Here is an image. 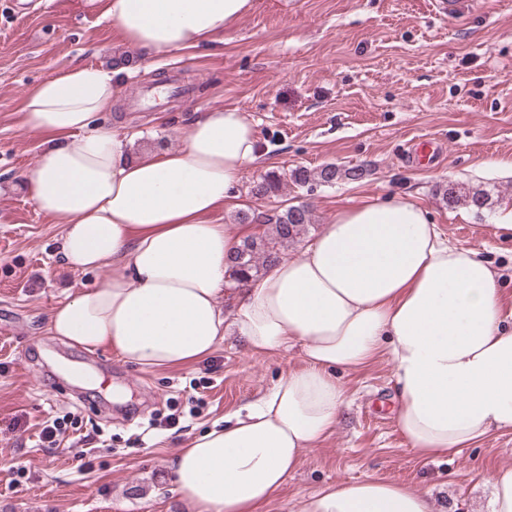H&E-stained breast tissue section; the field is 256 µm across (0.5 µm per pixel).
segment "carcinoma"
Listing matches in <instances>:
<instances>
[{
    "label": "carcinoma",
    "mask_w": 512,
    "mask_h": 512,
    "mask_svg": "<svg viewBox=\"0 0 512 512\" xmlns=\"http://www.w3.org/2000/svg\"><path fill=\"white\" fill-rule=\"evenodd\" d=\"M368 173L369 169L362 165L346 167L334 163L324 164L314 171L299 167L292 170L288 177L269 172L254 183L250 193L261 198H270L279 195V192L290 182L300 187L312 183L332 185L338 180L357 181ZM441 200L448 206H454L463 201L477 211L488 209L492 205V195L489 190L475 188L463 194L461 188L454 182L442 187ZM269 221L272 225L271 233L245 239L242 247L232 258L226 274L227 284L231 287L238 288L249 279L262 274L267 267L281 257L288 245L297 241L312 224L311 212L303 204L290 205L276 216L269 218Z\"/></svg>",
    "instance_id": "1"
}]
</instances>
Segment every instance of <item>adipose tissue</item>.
<instances>
[{
  "mask_svg": "<svg viewBox=\"0 0 512 512\" xmlns=\"http://www.w3.org/2000/svg\"><path fill=\"white\" fill-rule=\"evenodd\" d=\"M253 0H106L124 42L157 57L194 49ZM120 86L76 66L26 95L27 129L55 143L26 175L37 210L61 224L58 258L112 275L55 306L48 329L72 347L105 349L144 370L209 356L224 337L254 355L300 348L301 367L179 449L170 469L191 512H259L337 426V370L378 355L394 366L397 427L424 455H444L512 429V327L498 276L449 243L426 210L402 199L336 215L300 254L221 298L239 230L210 220L234 203L260 158L253 124L208 108L181 144L132 157L134 131L106 120ZM298 512H434L422 493L374 475L304 496Z\"/></svg>",
  "mask_w": 512,
  "mask_h": 512,
  "instance_id": "obj_1",
  "label": "adipose tissue"
}]
</instances>
